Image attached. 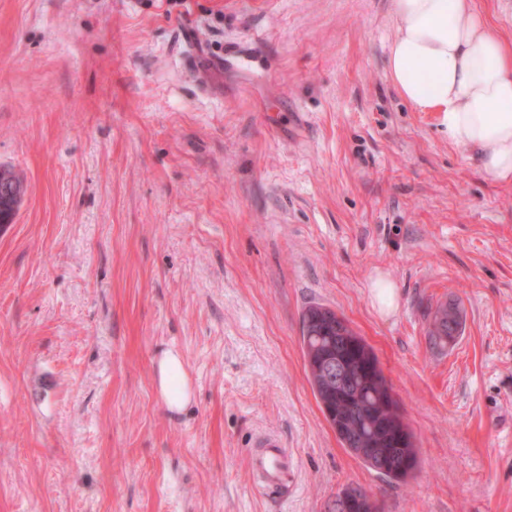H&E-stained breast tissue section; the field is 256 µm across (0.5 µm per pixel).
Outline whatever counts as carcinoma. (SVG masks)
I'll return each mask as SVG.
<instances>
[{"label": "carcinoma", "mask_w": 512, "mask_h": 512, "mask_svg": "<svg viewBox=\"0 0 512 512\" xmlns=\"http://www.w3.org/2000/svg\"><path fill=\"white\" fill-rule=\"evenodd\" d=\"M345 319L322 304L309 306L302 319V346L308 378L326 421L340 445L379 475L395 481L411 477L419 466L414 436L404 422L397 401L390 400L391 385L378 357L366 340ZM464 321L453 304L439 307L431 319L429 338L436 346L455 343L463 334ZM353 369L370 368L374 386L353 380L355 393L330 389L319 373L324 357ZM345 500L356 503L355 512H380V506L364 490L346 487L336 494L330 512H343Z\"/></svg>", "instance_id": "1"}]
</instances>
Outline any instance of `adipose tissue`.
<instances>
[{"label":"adipose tissue","instance_id":"1","mask_svg":"<svg viewBox=\"0 0 512 512\" xmlns=\"http://www.w3.org/2000/svg\"><path fill=\"white\" fill-rule=\"evenodd\" d=\"M393 8L387 66L400 95L437 113L449 143L477 151L487 177L512 183V43L474 0H393ZM158 381L169 409L189 399L178 354L159 359Z\"/></svg>","mask_w":512,"mask_h":512}]
</instances>
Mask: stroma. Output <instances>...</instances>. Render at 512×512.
Wrapping results in <instances>:
<instances>
[{
  "label": "stroma",
  "instance_id": "stroma-1",
  "mask_svg": "<svg viewBox=\"0 0 512 512\" xmlns=\"http://www.w3.org/2000/svg\"><path fill=\"white\" fill-rule=\"evenodd\" d=\"M396 34L393 0H0V164L27 186L0 233V512H329L348 486L382 512H512V184L402 98ZM315 303L373 347L407 482L325 420ZM266 434L283 491L248 467ZM373 300L379 312L384 315L393 313L397 308L398 294L394 284L383 276H378L372 283ZM464 321L460 310L453 304L440 306L433 314L429 338L436 346L455 343L463 334ZM160 394L171 410H179L190 397L186 371L180 356L166 352L158 360Z\"/></svg>",
  "mask_w": 512,
  "mask_h": 512
}]
</instances>
